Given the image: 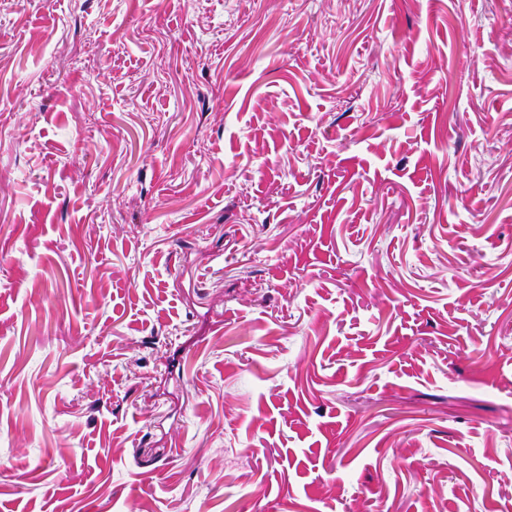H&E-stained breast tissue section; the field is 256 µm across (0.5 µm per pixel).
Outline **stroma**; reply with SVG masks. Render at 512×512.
<instances>
[{
	"mask_svg": "<svg viewBox=\"0 0 512 512\" xmlns=\"http://www.w3.org/2000/svg\"><path fill=\"white\" fill-rule=\"evenodd\" d=\"M0 512H512V0H0Z\"/></svg>",
	"mask_w": 512,
	"mask_h": 512,
	"instance_id": "1",
	"label": "stroma"
}]
</instances>
